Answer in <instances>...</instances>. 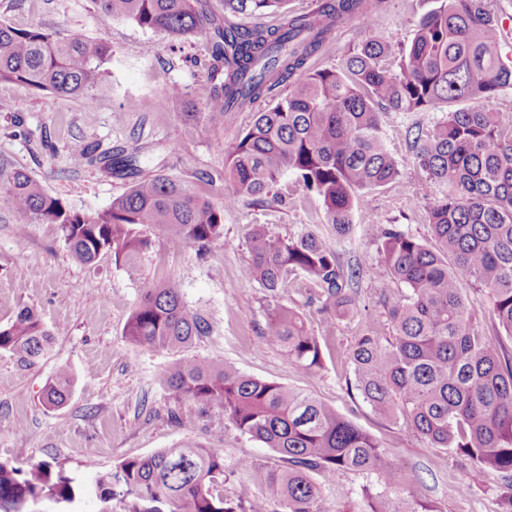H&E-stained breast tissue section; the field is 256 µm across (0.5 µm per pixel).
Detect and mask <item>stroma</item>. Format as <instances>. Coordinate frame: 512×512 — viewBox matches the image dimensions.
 I'll return each instance as SVG.
<instances>
[{"mask_svg":"<svg viewBox=\"0 0 512 512\" xmlns=\"http://www.w3.org/2000/svg\"><path fill=\"white\" fill-rule=\"evenodd\" d=\"M430 3L384 0L368 33L394 45L408 43ZM0 21L18 28L39 24L112 48L109 72L91 108L82 100L21 83H0V98L15 106L14 111L0 112V154L24 165L47 193L80 212L107 208L130 181L68 151L76 139L100 154L117 148L138 154L144 174L194 180L200 196L223 208L224 238L206 249L186 246L164 233L150 235L146 277L179 280L184 301L209 324L208 334L196 339L186 356L222 361L335 407L388 448L402 469L419 476L418 494L432 512H502L497 472L487 471L478 483L466 485L469 461L429 447L408 430L402 416L374 413L356 390L348 362L363 324L381 310L380 293L395 295L401 289L375 263L372 220L399 225L428 243L433 240L428 210L441 189L412 164L405 132L416 123L430 126L441 109L390 112L383 119V139L403 160L402 173L371 193L367 207L354 210L353 234L337 245L343 261L361 269V311L336 318L321 299L310 295L301 277L278 300L302 315L321 344L320 367L308 369L262 342L267 310L275 300L259 285L246 282L251 265L247 233L255 224L282 239L304 228L325 230L324 207L289 174L276 187L280 200L248 198L225 207L224 198L233 194L234 185L224 176V149L251 123L252 111L237 113L223 129L193 135L185 134L179 121L180 113L195 104L194 90L206 76L209 34L172 38L124 20H106L94 0H0ZM173 84L183 89V96L166 97ZM18 222L15 214L0 210V325L28 307L56 336L50 355L32 364L0 350V460H15L21 452L31 461L51 462L84 485L123 460L189 438L223 449L226 464L242 459L255 463V470L239 471L226 484V496L259 494L257 473L277 469V455L237 430L215 406L194 405L191 421L176 422L173 414L181 405L159 380L173 353L144 349L126 338L125 325L140 297L141 282L131 280L109 255L91 265L77 262L55 225H29L26 238L17 240ZM62 368L73 375L71 395L62 409L52 410L42 398ZM371 482L367 474H337L323 488L329 512H355Z\"/></svg>","mask_w":512,"mask_h":512,"instance_id":"obj_1","label":"stroma"}]
</instances>
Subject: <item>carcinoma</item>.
I'll use <instances>...</instances> for the list:
<instances>
[{"label": "carcinoma", "mask_w": 512, "mask_h": 512, "mask_svg": "<svg viewBox=\"0 0 512 512\" xmlns=\"http://www.w3.org/2000/svg\"><path fill=\"white\" fill-rule=\"evenodd\" d=\"M493 0H433L394 69L385 67L389 44L365 37L346 51L339 69H313L309 60L325 46V35L352 19L372 23L369 0H323L317 13L286 15L275 28L223 27L201 0H95L107 20L122 19L171 37L214 32V64L196 87L201 112H182L193 133L222 129L234 112L254 106L278 86L290 91L257 111L248 128L225 149V176L234 193L268 195L291 173L321 198L331 236L304 230L288 239L262 225L248 232L252 265L248 282L273 299L302 275L338 316L360 309L355 284L360 269L346 268L333 242L351 237L354 209L371 191L396 180L402 161L381 137L386 111L422 112L442 102L447 112L431 129L408 132L413 163L445 188L428 212L435 244L396 224L372 222L376 264L405 291L384 294L381 319L364 325L349 352L355 388L380 415L400 413L408 429L433 448L451 449L504 480V512H512V356L501 342L472 324L467 287L484 291L488 310L512 339V124L493 101L512 87V66L498 54L500 29ZM286 0H224L232 10H281ZM112 62L106 43L26 29L0 22V82H20L93 104ZM476 100L479 105L454 109ZM105 167L132 179L109 207L80 213L48 194L40 182L0 154V207L16 213L18 238L29 224H54L70 254L84 264L111 253L135 280L143 279L153 228L203 248L223 239V209L201 199L188 180L141 176L135 154H104ZM383 327L389 335H378ZM209 332L205 318L182 299L178 281L147 282L125 325L139 347L179 352ZM53 333L30 308L0 326V350L32 363L48 352ZM264 342L308 369L321 363V346L302 317L279 302L271 305ZM160 381L188 403L224 410L242 433L272 449L281 468L260 476L261 492L224 496L234 470L224 449L185 442L150 456L126 459L99 475L93 493L118 499L125 512H325L322 484L341 471L374 476L363 491V512H431L414 494L417 482L392 453L336 409L276 382L256 379L215 361L180 357ZM73 376L60 370L47 384L44 405L59 409ZM75 479L46 461L22 470L0 462V512H27L43 497L71 503Z\"/></svg>", "instance_id": "1"}]
</instances>
